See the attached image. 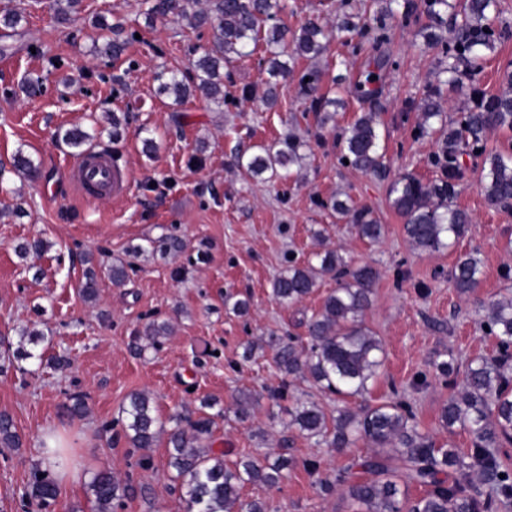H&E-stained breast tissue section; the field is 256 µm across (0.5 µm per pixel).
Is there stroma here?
I'll list each match as a JSON object with an SVG mask.
<instances>
[{
    "instance_id": "obj_1",
    "label": "stroma",
    "mask_w": 512,
    "mask_h": 512,
    "mask_svg": "<svg viewBox=\"0 0 512 512\" xmlns=\"http://www.w3.org/2000/svg\"><path fill=\"white\" fill-rule=\"evenodd\" d=\"M275 19L287 34L307 20L328 23L346 12L364 10L366 0H284ZM24 5L25 18L0 54V341L29 344L27 332L39 331L33 346L44 356L68 353L64 369L43 365L38 374H0V412L9 414L21 447H0V512H39L21 501L32 464L47 434L66 442L78 470L76 480L59 481L52 512H92L88 484L109 468L130 478L136 489L122 512H183L182 492L168 465L167 440L159 438L142 454L129 448L120 429L103 432L117 418L128 395L149 393L161 418L179 413L196 418L203 398L218 400L225 417L216 419L210 444L226 463L243 456L285 457L288 477L277 488L249 484L243 494L264 501L268 512H352L342 489L321 494L303 466L319 460L330 472L370 455L363 443L343 452L307 438L288 425L295 399L313 400L326 410L334 395L308 381L295 382L286 399L273 401L282 376L263 343L270 333L304 335L301 321L317 310L335 288L324 277L300 303L284 307L271 294V283L289 261H307L313 253L338 250L351 265L369 264L380 277L373 287L364 323L382 340L385 360L377 381L359 403L390 400L408 403L420 429L437 444L460 451L471 446L463 429H447L440 416L450 395L459 393L463 373L435 377L436 362H459L497 353L496 340L480 327L479 303L497 299L512 286V208L487 204L480 185L479 161H466L455 186V203L471 224L455 249L424 254L414 250L402 230V218L390 207L388 184L354 169L341 159L337 135L360 114L374 111L385 136L391 175L410 173L436 179L432 164L438 137H416L418 102L427 88H441L444 112L460 117L470 101L465 90L438 83V54L423 44L421 21L388 23L379 45L351 48L332 41L315 61H298L295 75L280 80L278 101L267 107V53L233 59L224 66V105L202 97L178 104L157 91L162 70H185L209 45L211 31L186 23L159 21L146 26L140 0H82L69 24H56L52 11L33 0H0ZM122 23L126 46L116 58L100 56L94 45L104 35L95 18ZM390 65L377 93L359 100L349 95L328 122H320L299 89L298 73L316 68L320 93L334 89L337 75L364 80L376 57ZM45 78L41 95L30 98L21 85L28 74ZM122 120V135L112 139L111 115ZM93 135L95 150L116 157L128 168V194L102 204L83 198L70 181L66 163L75 155L56 143L57 129L72 126ZM297 137L305 141L303 158L288 180L263 183L245 177L237 159L257 146ZM155 140L153 156L143 151ZM39 167L36 178L11 172L16 153ZM349 194L371 208L386 230L376 244L358 238L339 219L330 202ZM164 234L182 238L187 248L175 258L158 253L131 257L129 249ZM40 238L44 255L20 258V243ZM478 250L481 283L471 297L457 293L450 271L458 254ZM92 253L98 280L96 303L84 301L78 286ZM131 262L124 284H113V262ZM250 302L248 315H235L226 296ZM168 322L173 330L160 350L134 355L129 344L149 320ZM251 360H243L247 343ZM87 397L89 414L68 418L62 409L72 390ZM252 393L246 421L233 411L240 392Z\"/></svg>"
}]
</instances>
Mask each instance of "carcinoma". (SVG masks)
Masks as SVG:
<instances>
[{"label": "carcinoma", "mask_w": 512, "mask_h": 512, "mask_svg": "<svg viewBox=\"0 0 512 512\" xmlns=\"http://www.w3.org/2000/svg\"><path fill=\"white\" fill-rule=\"evenodd\" d=\"M143 15L147 24L158 19L174 18L187 22L195 29L209 27L212 39L207 50L186 78L177 71L158 73L159 89L183 103L194 93L215 103H224V61L231 55L247 57L263 45L270 54L268 72L272 77L288 76L300 59L314 60L327 50L332 39L341 33L360 42H382L387 21L401 17L407 21L417 15L414 0H370L363 13H346L328 27L308 20L293 36L290 50H285L283 32L277 26L265 27V22L285 8L282 0H208L206 7L198 0H143ZM80 0H53L54 19L67 24L77 13ZM496 0H424L428 23L422 27L424 45L438 50L441 73L447 83L463 84L474 81L481 72L485 51L512 37V27L496 23ZM452 33L447 40L445 32ZM287 60H281V57ZM388 61L376 62L377 70L367 73L365 81L354 86L355 93L369 97L370 85L377 83L379 70ZM319 75L309 70L300 77V90L310 99L313 112H324L336 106L338 99L316 94ZM506 88L497 94L475 91L477 100L452 118L442 111L439 89H429L421 98L418 109V135L428 133L433 124H440L441 141L433 158L440 176L425 183L412 174H401L389 185L391 206L403 219V232L411 245L426 254L453 248L471 223L470 216L454 204V183L461 176V159L465 155L482 157L481 183L487 203L495 208H512V151L486 150L487 135L494 131L512 130V63L503 72ZM57 140L76 153L89 150L90 136L79 128L58 129ZM342 158L355 169L386 180L389 169L385 163L384 146L377 115L363 112L338 135ZM305 146L290 139L285 147L277 144L260 145L258 152L239 157V165L249 178H288L290 168L299 162V150ZM332 209L352 224L357 236L368 243L378 242L385 230L375 213L354 203L351 197L335 200ZM154 251L173 257L186 247L174 236L149 241ZM318 265L290 262L288 269L272 282L275 300L292 306L310 295L319 274L336 279L334 288L321 307L301 321L307 336L271 335L266 346L284 375L283 387L274 394L280 399L292 380H308L325 392L344 400L369 392L383 365L381 339L369 330L362 317L371 302L373 285L379 271L371 265L350 266L336 250L313 254ZM481 260L475 251L457 256L452 278L462 296L473 293L480 285ZM86 301L97 300V280L93 268H88L79 289ZM480 325L497 341L498 355L478 356L464 366V386L459 395H452L441 412V421L473 436L470 451L462 453L450 445L436 447L430 436L422 432L411 407L403 401L383 402L357 410L348 404L327 411L312 400H296L288 409L290 423L309 438L324 442L341 451L362 441L374 448L372 455L359 466L371 474L368 479H350L338 472L319 481L323 493L336 486H346L347 497L357 505L354 512H494L500 505L512 501V470L505 466L497 449L512 442V295L480 304L476 309ZM171 334L169 324L152 320L143 334L135 337L134 348L142 353L158 349ZM43 361V355L22 348L0 353V373L13 368L22 374L28 369L19 361ZM67 415L81 419L88 413L86 397L72 393L64 405ZM216 414L196 419L174 415L166 420L156 413L153 398L146 392L131 394L122 407L121 425L129 447L146 450L156 445L160 435L169 434L168 464L184 490V512H266L265 504L257 499L246 500L242 489L247 484L277 487L286 478L288 459L274 462L242 457L229 465L224 452H215L204 445L212 435ZM171 428H166V424ZM20 438L12 418L0 413V447L18 448ZM403 462L404 475L391 466L392 459ZM456 478L452 483L440 478L448 470ZM479 471L482 484L489 487L485 498L470 492V476ZM425 488L422 495L412 497L409 486ZM94 512H117L127 498L131 485L110 469L96 472L89 483ZM57 484L50 469L37 463L30 473L28 494L39 507H47L57 498Z\"/></svg>", "instance_id": "obj_1"}]
</instances>
